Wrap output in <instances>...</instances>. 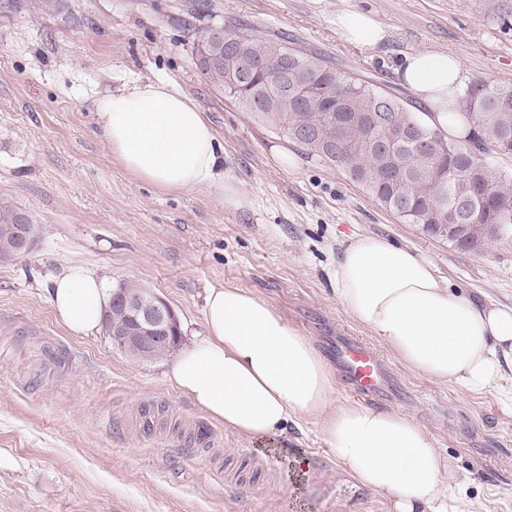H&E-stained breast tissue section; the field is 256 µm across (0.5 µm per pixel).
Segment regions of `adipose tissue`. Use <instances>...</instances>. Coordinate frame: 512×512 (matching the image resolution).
Listing matches in <instances>:
<instances>
[{"label": "adipose tissue", "instance_id": "obj_1", "mask_svg": "<svg viewBox=\"0 0 512 512\" xmlns=\"http://www.w3.org/2000/svg\"><path fill=\"white\" fill-rule=\"evenodd\" d=\"M338 36L377 48L386 31L373 16H336ZM399 81L429 113L426 122L448 138L473 129L458 110L466 71L441 50L405 54ZM113 154L138 180L165 192L220 184L224 203L243 196L219 177L224 146L188 96L163 81L137 84L96 100ZM338 302L380 336L410 369L440 382L482 391L512 364V307L480 303L447 287L420 253L377 236L350 238L333 273ZM58 321L85 334L101 323L111 290L81 266L64 268L49 291ZM205 333L181 352L170 384L214 421L271 446L298 416L322 419V434L346 471L365 487L390 495L395 512H418L446 497L452 472L426 430L409 417L360 405L328 411L330 366L311 340L270 303L240 288L209 289Z\"/></svg>", "mask_w": 512, "mask_h": 512}]
</instances>
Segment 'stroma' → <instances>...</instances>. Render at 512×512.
I'll list each match as a JSON object with an SVG mask.
<instances>
[{
	"label": "stroma",
	"mask_w": 512,
	"mask_h": 512,
	"mask_svg": "<svg viewBox=\"0 0 512 512\" xmlns=\"http://www.w3.org/2000/svg\"><path fill=\"white\" fill-rule=\"evenodd\" d=\"M348 9L385 25L380 50L338 37ZM229 22L407 103L392 71L403 52L445 50L469 80L512 83V0H0V200L38 228L30 253L0 262V512H394L336 460L320 418L289 423L280 452L255 453L171 386V356L139 362L102 330L69 332L49 290L73 264L164 298L184 349L203 332L208 288L224 286L269 302L328 363L349 340L370 344L385 373L373 406L433 436L454 475L448 512H512V373L474 392L410 370L332 280L349 238L376 235L424 255L453 289L512 307V230L473 250L432 238L245 111L199 64V31ZM157 80L205 113L244 207H225L216 187L160 191L113 157L95 101ZM276 147L297 168L277 165Z\"/></svg>",
	"instance_id": "obj_1"
}]
</instances>
